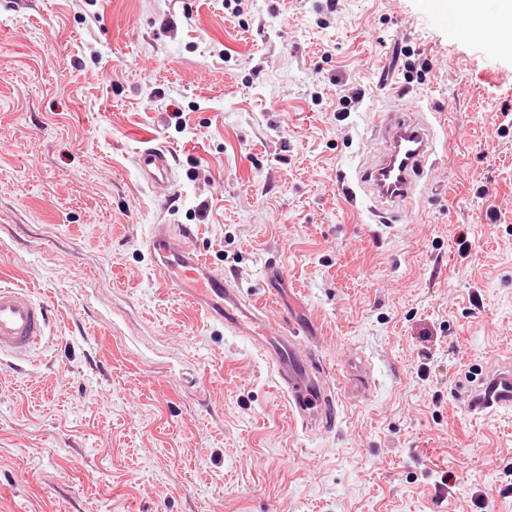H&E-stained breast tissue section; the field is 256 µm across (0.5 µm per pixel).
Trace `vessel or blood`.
Here are the masks:
<instances>
[{
	"label": "vessel or blood",
	"mask_w": 512,
	"mask_h": 512,
	"mask_svg": "<svg viewBox=\"0 0 512 512\" xmlns=\"http://www.w3.org/2000/svg\"><path fill=\"white\" fill-rule=\"evenodd\" d=\"M385 148L372 167L359 170L356 182L373 204H399L410 200L417 188L423 163L435 152L429 126L410 117L385 121ZM173 155L164 147H145L136 165L155 191L173 182ZM189 226L174 229L155 225L146 242L154 270L166 287L209 319L232 333L251 337L284 385L292 415L305 428L331 427L336 406L333 382L315 368L304 343L309 327L299 321L271 320L262 307L246 302L231 279L215 270L200 254L188 248ZM48 321L47 309L28 290L0 284V355L23 359L40 344ZM463 398L470 412L483 414L512 408V368L505 366L466 384Z\"/></svg>",
	"instance_id": "obj_1"
}]
</instances>
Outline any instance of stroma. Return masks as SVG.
Wrapping results in <instances>:
<instances>
[{
  "instance_id": "1",
  "label": "stroma",
  "mask_w": 512,
  "mask_h": 512,
  "mask_svg": "<svg viewBox=\"0 0 512 512\" xmlns=\"http://www.w3.org/2000/svg\"><path fill=\"white\" fill-rule=\"evenodd\" d=\"M381 109L435 140L395 224L349 195ZM157 144L160 195L135 163ZM157 224L314 325L334 428L159 284ZM0 279L49 309L0 357V512H512V409L458 396L512 357V44L443 0H0ZM172 152L165 147H144L137 152L136 165L148 184L155 191H166L173 182Z\"/></svg>"
}]
</instances>
